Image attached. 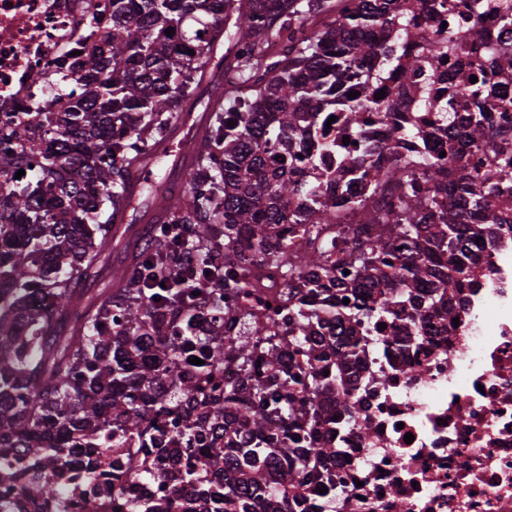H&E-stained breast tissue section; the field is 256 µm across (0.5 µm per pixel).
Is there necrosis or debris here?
<instances>
[{"label":"necrosis or debris","instance_id":"necrosis-or-debris-1","mask_svg":"<svg viewBox=\"0 0 512 512\" xmlns=\"http://www.w3.org/2000/svg\"><path fill=\"white\" fill-rule=\"evenodd\" d=\"M108 17V0H0V122L12 121L24 149L39 144L34 112L60 111L69 93L81 91L60 60L96 44ZM390 18V24L363 28L379 52L361 62L346 89L369 106L383 93L423 132L408 140L409 151L439 158L473 106L454 68L430 64L431 50L447 51L475 35L479 52L492 55L512 47V24L461 0H393ZM398 42L415 58L414 67L385 61L382 48ZM34 71L42 80L31 79ZM487 91L495 109L477 156L491 165L512 150V72L493 76ZM387 135L369 110L360 126L340 112L335 122L308 128L300 141L296 165L317 198L353 197L340 211L344 228L373 222L372 183L356 161L362 145ZM492 231L491 240L469 245L475 264L455 306L458 324L405 316L383 343L377 322L366 323L360 377L347 389L351 417L334 427L323 414L314 421L336 445L329 466L336 494L317 499L320 512H512V210L497 213ZM287 294V277L272 270L250 298L255 315L287 327ZM409 433L410 443L404 440ZM135 445L107 435L97 447L78 449L76 462L47 474L58 487L49 499L29 496L16 472L25 457L16 455L11 465L0 463V512H135L165 491L132 480L119 496L106 485V474L125 470L123 455ZM88 459L96 470L82 469Z\"/></svg>","mask_w":512,"mask_h":512}]
</instances>
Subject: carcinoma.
<instances>
[{"label":"carcinoma","mask_w":512,"mask_h":512,"mask_svg":"<svg viewBox=\"0 0 512 512\" xmlns=\"http://www.w3.org/2000/svg\"><path fill=\"white\" fill-rule=\"evenodd\" d=\"M109 2L110 29L73 65L83 94L41 124L46 149L30 155L0 131V157H8L0 162V455L20 448L30 465L54 471L70 449L110 431L141 442L132 449L140 479L163 482L166 462L183 459L178 477L191 494L163 493L141 512H313L306 496L286 498L282 489L329 485L325 463L336 447L311 422L322 410L348 408L340 388L356 369L365 321L407 309L453 319L473 264L466 238L490 233L482 220L512 206V155L494 169L468 155L485 138L487 74L512 70V49L489 62L473 49L468 62L454 63L464 79L477 77V112L446 168L403 155L404 122L378 105L391 134L365 150L379 157L375 190L392 191L372 200L380 230L356 228L333 252L319 244L290 252L276 225L335 224L339 200L308 203L294 169L265 166L263 137L289 154L302 127L332 107L363 122L343 85L375 53L357 31L382 16L368 0ZM230 27L215 67L238 81L209 90L207 64ZM199 105L208 116L184 144L187 190L153 185L149 202L138 201L129 184L154 161L148 141L160 145L194 122ZM74 167L78 177L61 179ZM24 168L36 181L17 187ZM419 168L424 188L412 179ZM425 208L435 223L420 222ZM126 210L152 225L147 242L115 229ZM243 237L255 259L211 288L210 269ZM400 238L409 244L404 257L394 254ZM269 266L293 281L296 326L285 334L271 320L262 340L232 334L252 312L224 310V288H261ZM340 268L363 271L349 284L360 300L352 308L343 303ZM181 278L210 295L208 312L225 314L207 336L196 333L198 307H186L193 293L164 287ZM190 346L205 359L193 370L183 363ZM259 357L272 374L254 375ZM226 360L238 362L239 379H224ZM153 414L169 418L177 447L156 434ZM208 468L218 478L202 476Z\"/></svg>","instance_id":"1"}]
</instances>
